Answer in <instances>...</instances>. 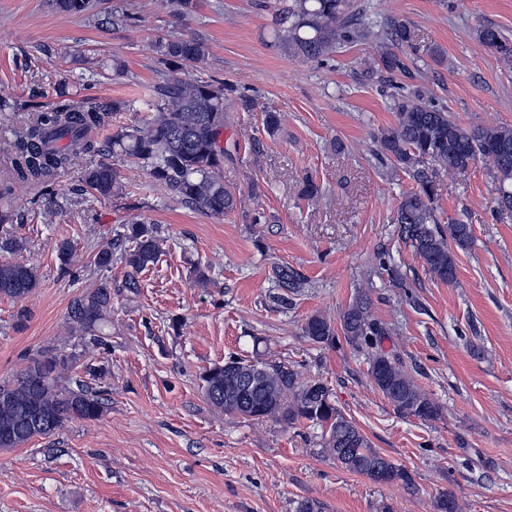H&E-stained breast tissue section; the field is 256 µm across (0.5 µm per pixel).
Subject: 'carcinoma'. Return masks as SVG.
Instances as JSON below:
<instances>
[{
	"mask_svg": "<svg viewBox=\"0 0 512 512\" xmlns=\"http://www.w3.org/2000/svg\"><path fill=\"white\" fill-rule=\"evenodd\" d=\"M58 10L81 14L92 0H54ZM179 19L193 15L197 0H169ZM274 42L294 57L318 59L371 31L360 27L349 0H279L275 13ZM379 70L388 75L408 74L409 68L396 50L408 45V26L395 19L384 23ZM481 44L512 58V43L492 25L481 26ZM156 53L161 80L153 87L152 112L133 125L120 126L105 141L99 132L110 126L117 112L128 104L122 100L100 103L89 99L62 98L53 107L39 110L33 104L16 105L21 129L5 141L4 156L10 161V183L41 186L48 201L47 212L62 208L54 187L61 173L76 160L89 156L83 173L85 192L108 198L121 189L118 164L125 157L138 160L148 171L151 185L161 196L176 200L207 216L222 218L238 207L236 192L224 185V160L231 151L224 146L227 109L244 111L256 106L254 99L220 81L201 77L183 79L173 72L198 65L206 56L201 39L192 35L158 40ZM397 123L381 131L379 159L402 169L414 186L403 195L393 223L402 241L422 260L426 273L445 283L456 276V259L448 242L460 250L472 241L471 226L461 221L443 225L433 207L438 170L460 173L481 157H490L499 185L498 211H512V127H464L447 109L427 99L421 89L390 84ZM122 239L128 246L121 260L129 268L127 277L153 264L161 254V238L145 222L126 227ZM111 243L95 255V264L112 268ZM39 287L35 267L24 260L0 263V296L22 300ZM112 308L111 288L100 284L76 299L69 317L89 344H105L100 322ZM371 300L357 294L340 316L347 343L366 353L368 372L375 387L393 405L397 414L434 421L441 408L421 391L412 378L376 349L377 337L385 335L380 322L370 314ZM305 336L318 344L336 343L337 332L324 317L314 315L303 327ZM72 367L67 355L33 358L13 379L0 383V448H17L32 438L50 437L72 419L97 420L105 410L104 398L76 379L61 383V372ZM205 399L229 414L251 418L271 417L294 425L309 422L324 433V450L342 467L375 483L402 481L411 484L406 469L372 448L356 424L332 403L329 386L320 379H303L288 364L257 358L231 357L202 374Z\"/></svg>",
	"mask_w": 512,
	"mask_h": 512,
	"instance_id": "cac0c4a2",
	"label": "carcinoma"
}]
</instances>
